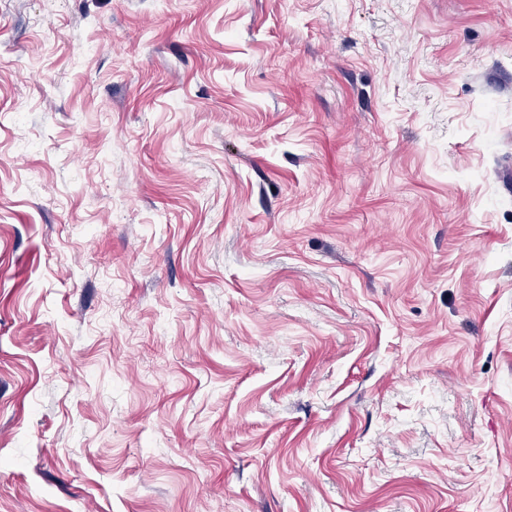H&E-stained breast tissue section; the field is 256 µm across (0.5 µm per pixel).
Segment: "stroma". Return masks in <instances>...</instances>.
Here are the masks:
<instances>
[{
	"instance_id": "35a3bbf8",
	"label": "stroma",
	"mask_w": 512,
	"mask_h": 512,
	"mask_svg": "<svg viewBox=\"0 0 512 512\" xmlns=\"http://www.w3.org/2000/svg\"><path fill=\"white\" fill-rule=\"evenodd\" d=\"M0 512H512V0H0Z\"/></svg>"
}]
</instances>
